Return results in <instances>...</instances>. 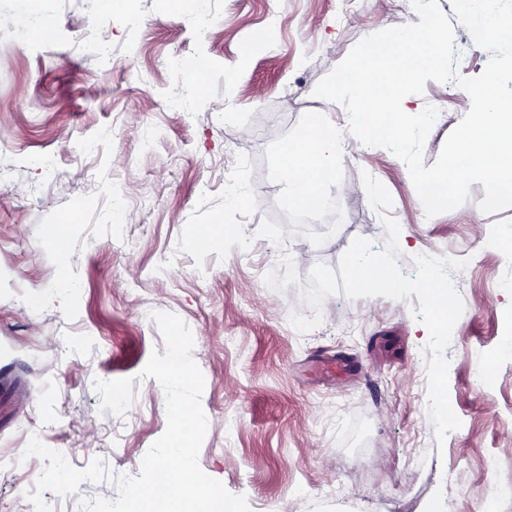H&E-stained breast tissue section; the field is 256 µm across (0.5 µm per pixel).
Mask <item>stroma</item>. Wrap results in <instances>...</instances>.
<instances>
[{
	"mask_svg": "<svg viewBox=\"0 0 512 512\" xmlns=\"http://www.w3.org/2000/svg\"><path fill=\"white\" fill-rule=\"evenodd\" d=\"M341 0H0V134L14 168L0 182V512H33L26 433L72 466L101 459L118 475H138L164 433L166 400L158 381L137 375L163 348L154 311L179 316L194 337L205 378L208 418L198 463L250 512H512V361L490 384L476 385L474 357L512 334V260L485 252L487 237L512 233V207L480 211L481 184L459 207L426 217L406 164L391 151L358 152L336 164V207L309 221L288 203L282 151L320 112L342 120L331 93L341 67L365 46L414 23L403 0H365L337 22ZM213 21L196 35L197 16ZM38 15L50 41L18 43L14 19ZM281 28L272 48L254 46L268 15ZM113 66L92 58L82 39L101 16ZM177 54L206 55L211 67L185 106L165 103L187 80ZM421 103L443 106L423 148L432 166L468 103L454 82L427 81ZM153 127L164 137L141 148ZM107 139H99L103 129ZM98 140L94 154L86 144ZM55 156L57 178L35 164ZM389 191L390 211L414 254L467 259L449 278L464 312L452 332L448 397L462 425L437 444L421 407L428 343L407 301L345 297L339 261L358 237L383 249L387 233L362 183ZM234 176L252 199L225 206ZM131 205L113 219L109 197ZM148 200L149 211L138 209ZM253 246L242 253L227 226ZM27 294L17 305L14 292ZM317 307L315 323L293 320ZM234 336L233 349L224 339ZM74 349L57 364L59 338ZM351 371L326 375V358ZM133 378L125 415L100 409L95 380ZM459 482L449 485V468Z\"/></svg>",
	"mask_w": 512,
	"mask_h": 512,
	"instance_id": "obj_1",
	"label": "stroma"
}]
</instances>
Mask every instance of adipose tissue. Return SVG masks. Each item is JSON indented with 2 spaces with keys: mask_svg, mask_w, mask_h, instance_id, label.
I'll list each match as a JSON object with an SVG mask.
<instances>
[{
  "mask_svg": "<svg viewBox=\"0 0 512 512\" xmlns=\"http://www.w3.org/2000/svg\"><path fill=\"white\" fill-rule=\"evenodd\" d=\"M415 24L392 45L374 70L344 66L336 79V93L346 101L354 119L351 131L338 128L329 114H319L308 137L290 144L280 171L290 203L311 205L316 196L330 194L338 159L362 149L375 131L379 112L392 113L400 129V144L426 132L425 112L412 94L415 77L441 72L448 52V28L432 14L429 0H417Z\"/></svg>",
  "mask_w": 512,
  "mask_h": 512,
  "instance_id": "ef3b65f1",
  "label": "adipose tissue"
}]
</instances>
